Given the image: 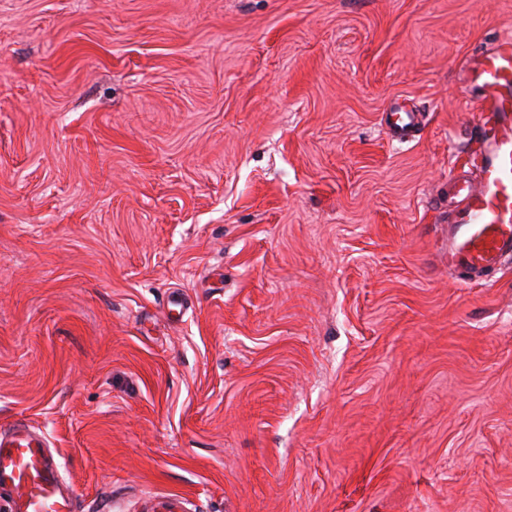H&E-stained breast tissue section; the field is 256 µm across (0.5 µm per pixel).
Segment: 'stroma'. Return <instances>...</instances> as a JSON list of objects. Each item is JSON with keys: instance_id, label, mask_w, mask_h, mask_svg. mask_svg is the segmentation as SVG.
<instances>
[{"instance_id": "35a3bbf8", "label": "stroma", "mask_w": 512, "mask_h": 512, "mask_svg": "<svg viewBox=\"0 0 512 512\" xmlns=\"http://www.w3.org/2000/svg\"><path fill=\"white\" fill-rule=\"evenodd\" d=\"M508 33L512 0H0V425L83 512H512V258L440 257L459 75Z\"/></svg>"}]
</instances>
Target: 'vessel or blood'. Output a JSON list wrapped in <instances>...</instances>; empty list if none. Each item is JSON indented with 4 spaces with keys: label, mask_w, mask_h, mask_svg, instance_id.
<instances>
[{
    "label": "vessel or blood",
    "mask_w": 512,
    "mask_h": 512,
    "mask_svg": "<svg viewBox=\"0 0 512 512\" xmlns=\"http://www.w3.org/2000/svg\"><path fill=\"white\" fill-rule=\"evenodd\" d=\"M462 78L479 92L473 134L479 164L475 177L448 176L443 254L449 272L465 283L512 257V35L475 54ZM1 490L11 512H80L48 442L21 424L0 429Z\"/></svg>",
    "instance_id": "vessel-or-blood-1"
}]
</instances>
